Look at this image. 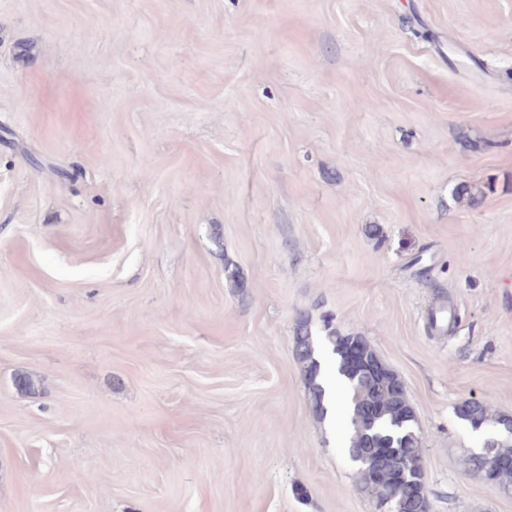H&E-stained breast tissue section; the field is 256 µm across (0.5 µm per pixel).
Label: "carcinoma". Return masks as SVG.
Listing matches in <instances>:
<instances>
[{
	"label": "carcinoma",
	"mask_w": 512,
	"mask_h": 512,
	"mask_svg": "<svg viewBox=\"0 0 512 512\" xmlns=\"http://www.w3.org/2000/svg\"><path fill=\"white\" fill-rule=\"evenodd\" d=\"M322 333L337 356L338 374L347 384L346 454L353 458L366 450L394 449L380 466L357 465V489L368 494L378 506L385 500L390 501V512H430L429 495L423 491L425 477L407 468V463L419 458V436L413 409L404 396L400 380L391 371L383 376L371 374L367 365L377 360L371 346L360 336L340 334L333 326V319L327 316L322 319ZM355 345L360 348L362 366L351 370L345 367L344 356L348 348ZM293 351L307 378L312 409L321 416L324 406L323 388L318 382L317 334L308 312H301L296 318ZM370 403L377 406V415L372 420L364 416V407ZM457 411L471 428L493 432L487 439L485 452L469 453L467 461L472 470L492 486L512 492V467L509 466L512 418L493 413L486 404L475 399L462 402Z\"/></svg>",
	"instance_id": "obj_1"
}]
</instances>
